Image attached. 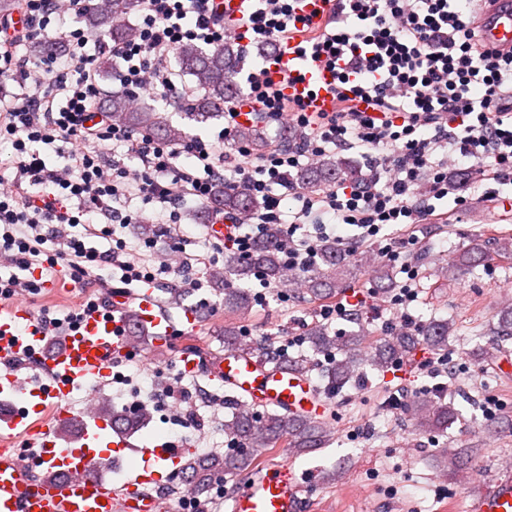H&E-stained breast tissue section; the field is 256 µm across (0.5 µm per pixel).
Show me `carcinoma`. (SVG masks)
I'll return each mask as SVG.
<instances>
[{
    "mask_svg": "<svg viewBox=\"0 0 512 512\" xmlns=\"http://www.w3.org/2000/svg\"><path fill=\"white\" fill-rule=\"evenodd\" d=\"M139 2L110 0L103 8L90 14L87 23L108 34L114 41H124L134 34V29L126 23V17L139 8ZM176 55L180 71L194 77L197 86L202 89V94L185 106L186 117L196 124H206L224 114L225 100L238 90L235 83L238 65L235 46L226 42L222 46L204 49L194 43H183L176 49ZM105 111L110 113L112 122L116 124L154 133L170 142H180L189 136L186 129L172 125L159 110L132 106L130 96L124 91L106 100ZM235 138L255 150H261L266 145L262 128L255 125L241 127ZM360 178L361 171L356 164L334 156L325 158L318 166L305 169L297 175V180L306 190H315L336 180L357 181ZM258 206V199L245 187L227 189L221 185L210 201L208 210L212 214L221 211L244 213ZM280 234L279 225L272 224L266 235L254 244L248 257H241L234 252L224 254V272L215 277L214 284L217 291L223 294L225 313L231 316L244 314L252 306L251 294L244 288L234 286L235 282L257 277L271 284L281 281L283 266L276 246ZM321 253L320 265L304 279V288L310 296L326 300L335 298L341 288L345 287L351 271L368 268L377 261V255L370 249L355 254L346 253L334 241L323 243ZM488 256L485 245L473 243L459 253L456 263L463 267L474 266ZM453 333L454 323L449 320H436L419 333L402 329L385 337L374 348L371 363L384 368L398 356L419 345L445 348L448 346V337ZM305 341L313 350L330 358L324 374L328 379V388L339 389L358 374V354L355 350L361 344V335L317 326ZM224 348L252 356L263 365H286L303 376L312 371V363L307 356L299 354L284 357L270 345L254 340L232 323L224 326ZM418 404V425L430 432L448 428V419L455 416L454 411L446 405L431 404L424 399L418 401ZM98 414L112 415L115 422L129 432L150 420V411L146 405L129 413L102 406ZM224 433L238 443L237 448L228 454H204L187 464L185 483L199 498L209 495L218 476L251 469L256 463L257 453L263 448H277L283 443L305 452L320 447L323 423L267 409L254 411L244 405L224 422Z\"/></svg>",
    "mask_w": 512,
    "mask_h": 512,
    "instance_id": "obj_1",
    "label": "carcinoma"
}]
</instances>
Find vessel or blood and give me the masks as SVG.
<instances>
[{
  "label": "vessel or blood",
  "mask_w": 512,
  "mask_h": 512,
  "mask_svg": "<svg viewBox=\"0 0 512 512\" xmlns=\"http://www.w3.org/2000/svg\"><path fill=\"white\" fill-rule=\"evenodd\" d=\"M479 27L489 49L512 50V0H489ZM279 66L293 77L289 94L303 98L313 111L333 108V80L327 70L291 49L284 50ZM136 299L135 319L124 315V301L116 299L112 314L93 315L76 331L60 337L56 349L37 350L29 367L0 368V397L16 401L10 413L0 416V512H158L160 501L148 493V486L181 477L185 450L147 444L141 449L142 468L129 475L123 489L113 488L99 467L101 433L112 430V423L98 415L70 445L58 441V425L71 418L66 399L131 352L133 328H155L156 344L170 343L172 327L152 289H144ZM44 339L22 302H13L6 314H0L1 347ZM184 369L205 373L231 392L248 397L256 407H277L292 416L311 418L324 412L325 402L309 378L233 352L205 361L185 359ZM47 405L58 409L55 423L41 416ZM19 429L40 439L39 455L27 467L2 446ZM33 467L38 468V476L30 475ZM304 480L289 463L260 466L231 495L229 512H302ZM475 512H512L511 471L499 472L482 488Z\"/></svg>",
  "instance_id": "1"
}]
</instances>
